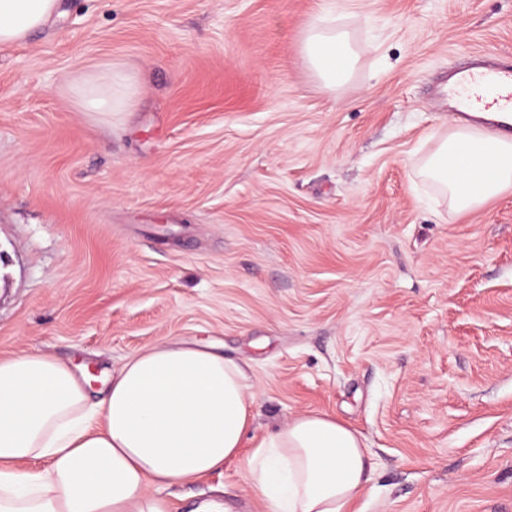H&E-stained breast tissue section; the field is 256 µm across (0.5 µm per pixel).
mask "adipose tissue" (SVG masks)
Wrapping results in <instances>:
<instances>
[{"label": "adipose tissue", "mask_w": 512, "mask_h": 512, "mask_svg": "<svg viewBox=\"0 0 512 512\" xmlns=\"http://www.w3.org/2000/svg\"><path fill=\"white\" fill-rule=\"evenodd\" d=\"M60 0H0V46L20 45L60 11ZM302 52L333 90L356 57L348 32L311 20ZM89 112L127 111L137 88L112 64L69 83ZM457 214L512 191V138L470 124L449 126L416 169ZM247 363L188 339L126 358L91 399L89 373L56 356L0 359V512H173L163 488L240 461L267 512H354L374 470L363 436L336 418L306 412L251 433L255 399ZM41 460L25 471L18 464Z\"/></svg>", "instance_id": "adipose-tissue-1"}]
</instances>
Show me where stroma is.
Here are the masks:
<instances>
[{
  "label": "stroma",
  "instance_id": "1",
  "mask_svg": "<svg viewBox=\"0 0 512 512\" xmlns=\"http://www.w3.org/2000/svg\"><path fill=\"white\" fill-rule=\"evenodd\" d=\"M0 47V358L95 372L172 338L249 363L255 432H360L357 512H512V193L451 212L414 168L448 75L512 60V0H63ZM329 13L357 55L304 62ZM137 82L85 112L99 64ZM262 512L235 462L164 489ZM329 23L327 17L317 16L307 24L302 52L309 68L323 86L335 90L351 78L356 54L348 32L336 30ZM68 92L87 112H126L137 88L125 71L107 63L70 82Z\"/></svg>",
  "mask_w": 512,
  "mask_h": 512
}]
</instances>
